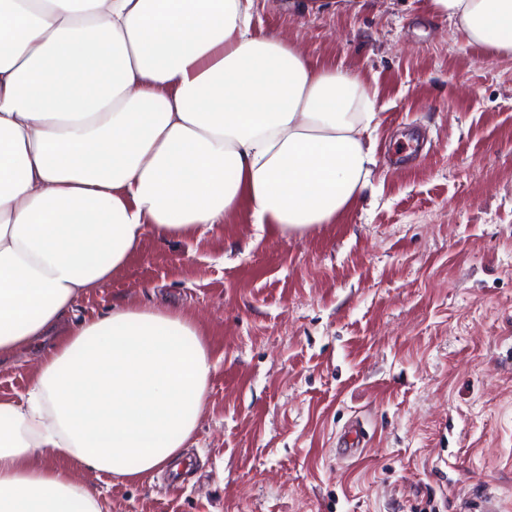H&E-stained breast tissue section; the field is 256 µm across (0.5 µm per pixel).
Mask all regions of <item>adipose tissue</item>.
<instances>
[{
	"instance_id": "obj_1",
	"label": "adipose tissue",
	"mask_w": 512,
	"mask_h": 512,
	"mask_svg": "<svg viewBox=\"0 0 512 512\" xmlns=\"http://www.w3.org/2000/svg\"><path fill=\"white\" fill-rule=\"evenodd\" d=\"M512 56V0H432ZM256 0H0V359L48 335L146 234L187 237L248 204L305 233L371 185L365 81L258 31ZM213 363L197 321L115 304L43 349L0 400V512H103L31 457L116 481L193 441Z\"/></svg>"
}]
</instances>
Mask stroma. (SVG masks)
I'll use <instances>...</instances> for the list:
<instances>
[{
    "mask_svg": "<svg viewBox=\"0 0 512 512\" xmlns=\"http://www.w3.org/2000/svg\"><path fill=\"white\" fill-rule=\"evenodd\" d=\"M255 22L376 93L373 187L310 234L249 206L204 233L145 235L72 319L177 306L214 369L186 482H117L70 459L105 512H512V59L431 0ZM366 430L342 454L353 422Z\"/></svg>",
    "mask_w": 512,
    "mask_h": 512,
    "instance_id": "obj_1",
    "label": "stroma"
}]
</instances>
